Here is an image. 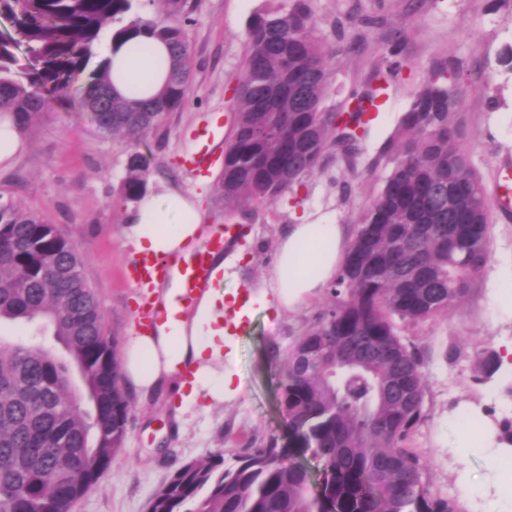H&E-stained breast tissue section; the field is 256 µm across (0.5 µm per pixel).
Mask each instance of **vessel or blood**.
<instances>
[{"label": "vessel or blood", "mask_w": 512, "mask_h": 512, "mask_svg": "<svg viewBox=\"0 0 512 512\" xmlns=\"http://www.w3.org/2000/svg\"><path fill=\"white\" fill-rule=\"evenodd\" d=\"M243 234V228L238 225L221 226L204 244L194 249L188 261L176 267L162 258L141 259L136 268L139 285H149L157 278L171 279L176 283V291L170 307L161 310L152 308L147 311L145 319L148 326L178 322L182 308L191 306L200 292L213 287L218 282L219 273L213 262L214 255L224 253Z\"/></svg>", "instance_id": "obj_1"}]
</instances>
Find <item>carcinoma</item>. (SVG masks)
<instances>
[{
  "instance_id": "1",
  "label": "carcinoma",
  "mask_w": 512,
  "mask_h": 512,
  "mask_svg": "<svg viewBox=\"0 0 512 512\" xmlns=\"http://www.w3.org/2000/svg\"><path fill=\"white\" fill-rule=\"evenodd\" d=\"M162 16L131 19L112 32L144 33L168 46L166 88L150 100L110 90L108 62L88 69L102 31L133 11L134 0H0V110L25 126L65 101L104 134L133 142L121 193L146 189L141 136L187 99L193 58L184 22L191 0H163ZM313 0L256 15L247 28L232 137L218 189L227 214L295 192L329 151L352 162L366 132L367 105L405 65L402 36L388 40L375 83L352 90V108L324 106L328 63L352 49L316 36ZM24 50L27 63L17 56ZM465 88L452 58L433 62L373 167L388 172L359 212L330 302L299 337L279 376L288 441L218 452L176 467L148 512H458L435 491L412 447L425 379L420 349L403 331L445 317L469 298L490 258L493 233L483 178L465 147ZM457 190L448 233V185ZM33 326L52 336L0 338V512H72L124 442L130 403L120 359L80 259L56 225L0 193V326ZM396 351L403 375L375 352ZM512 447V419L497 422ZM312 452L319 487L295 461Z\"/></svg>"
}]
</instances>
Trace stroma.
Here are the masks:
<instances>
[{
	"label": "stroma",
	"mask_w": 512,
	"mask_h": 512,
	"mask_svg": "<svg viewBox=\"0 0 512 512\" xmlns=\"http://www.w3.org/2000/svg\"><path fill=\"white\" fill-rule=\"evenodd\" d=\"M289 0H196L186 25L194 72L181 111L165 116L141 150L150 159L148 181L198 196L204 221H224L217 181L224 165L222 144L233 133L232 92L245 59L246 31L257 14L287 8ZM316 34L332 42L337 30L352 41L351 52L330 65L325 106L336 109L348 91L372 82L382 66L393 33L404 36L407 62L389 89L376 120L370 122L362 152L352 163L328 154L324 169L304 179L295 193L255 206L246 235L224 255L222 287L245 302L242 324L224 349L231 352L235 394L194 414L184 431L171 423L169 398L128 392L131 410L121 450L74 512H147L156 490L179 463L216 452L232 454L250 443L284 440L288 434L277 395L280 358L318 320L327 299L311 300L299 311L272 317L254 297L269 285L275 242L284 229L306 214L322 212L337 223H353L382 186L385 168L371 163L410 106L413 93L434 60L451 57L464 67L466 94L462 112L468 128L466 147L488 193H495L504 164H512V67L502 58L512 48V0H313ZM377 17L374 26L363 24ZM216 131L221 142L206 170L189 163L196 134ZM24 151L9 168L0 167V190L38 211L76 249L86 282L102 306L104 328L116 346H124L145 310L133 280L136 257L123 243L122 229L132 201L120 194L130 145L102 134L88 114L62 103L27 124ZM351 181L343 193V181ZM490 260L472 296L448 318L408 330L424 354L427 389L423 417L413 442L428 465L433 487L456 498L460 512H497L494 496H463V474L484 476L489 462L477 452L461 460L450 451L459 414H484L487 422L512 417V399L504 394L512 374L483 378L477 360L512 341V307L503 301L512 287V211L493 208Z\"/></svg>",
	"instance_id": "35a3bbf8"
}]
</instances>
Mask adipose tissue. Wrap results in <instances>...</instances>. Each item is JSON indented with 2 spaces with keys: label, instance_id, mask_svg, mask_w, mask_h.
Here are the masks:
<instances>
[{
  "label": "adipose tissue",
  "instance_id": "obj_1",
  "mask_svg": "<svg viewBox=\"0 0 512 512\" xmlns=\"http://www.w3.org/2000/svg\"><path fill=\"white\" fill-rule=\"evenodd\" d=\"M104 53L116 95L146 100L163 91L170 66L164 43L139 36L107 42ZM211 233L197 197L165 186L146 192L123 227V238L136 254L175 262ZM349 243L346 225L321 216L289 225L276 242L270 272L273 307L294 311L330 287ZM225 333L224 290L216 287L203 292L177 324L134 332L121 356L124 379L145 397L175 391L172 418L176 428H183L192 409L209 408L234 391V375L224 365Z\"/></svg>",
  "mask_w": 512,
  "mask_h": 512
}]
</instances>
